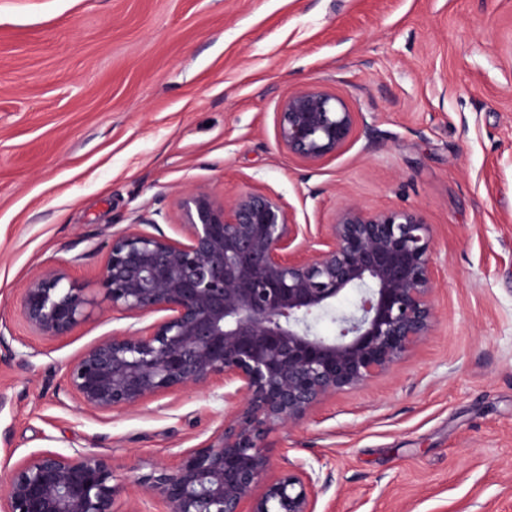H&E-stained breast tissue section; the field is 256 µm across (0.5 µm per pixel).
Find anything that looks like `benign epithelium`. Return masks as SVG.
<instances>
[{"label":"benign epithelium","instance_id":"benign-epithelium-1","mask_svg":"<svg viewBox=\"0 0 512 512\" xmlns=\"http://www.w3.org/2000/svg\"><path fill=\"white\" fill-rule=\"evenodd\" d=\"M358 119L320 86L289 88L277 142L316 165L349 143ZM178 207L183 239L132 225L112 236L99 280L102 310L164 316L87 348L67 366L68 391L86 409L111 414L222 378L234 387L224 394L234 406L220 433L176 468L137 479L144 493L165 512H316L326 485L304 463L272 474L264 440L326 398L363 388L430 336V225L417 211L346 204L310 240L264 193L220 200L190 189ZM346 295L354 300L342 309ZM91 304L66 262L41 267L19 295L21 318L49 341L85 323ZM324 319L335 335L318 331ZM123 489L108 454L43 450L9 471L0 512H118Z\"/></svg>","mask_w":512,"mask_h":512}]
</instances>
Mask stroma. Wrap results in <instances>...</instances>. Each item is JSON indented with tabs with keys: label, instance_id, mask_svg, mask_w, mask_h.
<instances>
[{
	"label": "stroma",
	"instance_id": "35a3bbf8",
	"mask_svg": "<svg viewBox=\"0 0 512 512\" xmlns=\"http://www.w3.org/2000/svg\"><path fill=\"white\" fill-rule=\"evenodd\" d=\"M304 85L359 114L315 166L277 143ZM187 189L280 198L313 237L348 201L418 211L430 336L264 445L331 475L318 512H512V0H0V478L46 448L105 452L118 512H162L137 479L221 428L220 383L109 417L66 394L68 363L152 316L46 341L18 310L50 263L95 287L139 215L181 237Z\"/></svg>",
	"mask_w": 512,
	"mask_h": 512
}]
</instances>
